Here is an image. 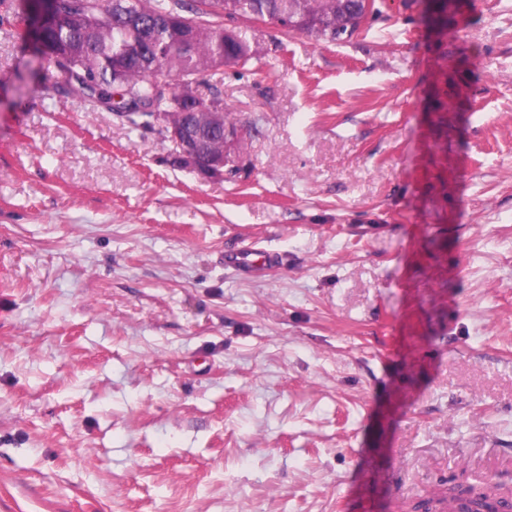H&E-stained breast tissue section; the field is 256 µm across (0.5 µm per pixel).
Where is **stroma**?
I'll return each mask as SVG.
<instances>
[{"label": "stroma", "mask_w": 512, "mask_h": 512, "mask_svg": "<svg viewBox=\"0 0 512 512\" xmlns=\"http://www.w3.org/2000/svg\"><path fill=\"white\" fill-rule=\"evenodd\" d=\"M234 22L242 165L78 104L0 0V512L512 498V0ZM266 270L225 263L249 246Z\"/></svg>", "instance_id": "1"}]
</instances>
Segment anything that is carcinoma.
<instances>
[{
	"label": "carcinoma",
	"instance_id": "cac0c4a2",
	"mask_svg": "<svg viewBox=\"0 0 512 512\" xmlns=\"http://www.w3.org/2000/svg\"><path fill=\"white\" fill-rule=\"evenodd\" d=\"M180 15L193 18L187 33ZM366 16L361 0H55L34 46L72 85L75 99L125 112L136 128H152L157 118L207 126L218 106L217 124L235 133L238 120L217 91L193 115L179 106L180 81L253 59L241 36L224 43V18L270 20L287 36L334 42L355 33Z\"/></svg>",
	"mask_w": 512,
	"mask_h": 512
}]
</instances>
